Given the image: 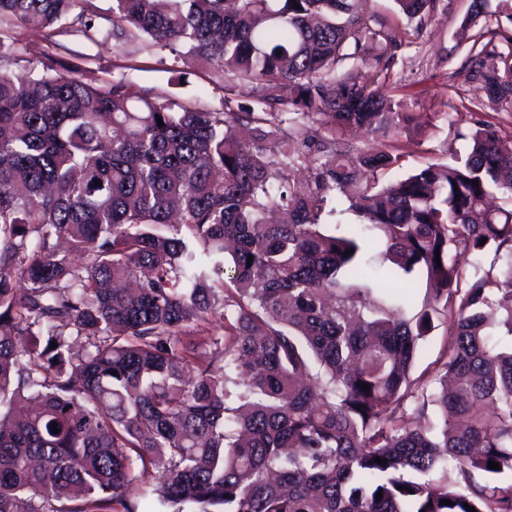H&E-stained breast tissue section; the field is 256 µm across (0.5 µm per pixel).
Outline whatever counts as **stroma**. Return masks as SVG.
<instances>
[{"instance_id": "35a3bbf8", "label": "stroma", "mask_w": 512, "mask_h": 512, "mask_svg": "<svg viewBox=\"0 0 512 512\" xmlns=\"http://www.w3.org/2000/svg\"><path fill=\"white\" fill-rule=\"evenodd\" d=\"M93 3L98 32L91 40L63 26L44 29L1 23L0 39L14 45L15 51L0 57V71L39 68L38 57L26 54L24 48L42 43L50 46L59 64L77 69L79 75L94 79L126 75L143 96L152 100L173 99L217 108L225 94L241 100L249 96V88L236 85L232 75L216 66L151 46L144 39L115 41L109 21L112 0ZM468 4L469 0H438L435 11L419 26L393 13L391 0H366L364 4L374 18L373 28L396 30L402 39L389 72L376 67L373 58L378 49L372 44L366 50V61L358 63L354 75L373 88L386 85L389 95L408 101L413 120L407 130L391 138L392 143L408 148L405 169L446 162L467 153V140L456 137L448 126L432 127L430 121L435 114L461 106L478 93L470 78L467 52L479 28L466 22Z\"/></svg>"}]
</instances>
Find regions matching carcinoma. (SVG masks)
<instances>
[{"mask_svg": "<svg viewBox=\"0 0 512 512\" xmlns=\"http://www.w3.org/2000/svg\"><path fill=\"white\" fill-rule=\"evenodd\" d=\"M393 2L409 23L436 4ZM296 3L113 0L114 37L251 84L220 110L86 82L46 47L0 73V512H512V208L486 207L512 198V136L459 113L465 157L381 181L406 153L345 137L398 133L408 103L343 66L370 41L389 67L397 32ZM95 16L0 0L88 39ZM501 16L512 0H471L468 22ZM505 42L468 65L512 107ZM331 192L359 223H320ZM447 336H444V328L440 326L428 336L424 343L422 353L417 358L414 375L417 376L427 366H430L436 359L439 358Z\"/></svg>", "mask_w": 512, "mask_h": 512, "instance_id": "1", "label": "carcinoma"}]
</instances>
